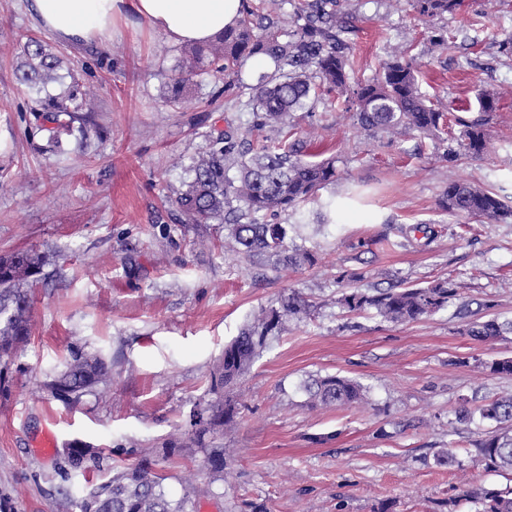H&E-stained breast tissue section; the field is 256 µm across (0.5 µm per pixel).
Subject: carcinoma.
<instances>
[{
	"mask_svg": "<svg viewBox=\"0 0 512 512\" xmlns=\"http://www.w3.org/2000/svg\"><path fill=\"white\" fill-rule=\"evenodd\" d=\"M285 0H259V5L244 4L241 18L224 29L206 46H191L183 51L178 68L168 77L171 94L167 101L183 98L193 78L207 75L224 80L225 88L248 95L254 114L253 130L269 129L259 145L235 131L208 135V149L190 167L192 178L176 198V205L187 224L224 225V244L250 260L276 257V267L296 268L314 262L311 252L288 238V225L278 217L297 212L300 204L316 199L322 189L336 183L332 158L313 162L301 158V143L292 139L297 112H309L332 97L343 99L353 110L356 124L368 134L379 131L392 135L417 132L433 140L442 139L447 127L448 109L431 102L419 88L417 65L406 54L386 61L365 81L354 80L356 60L350 54L349 29L339 10V0H299L296 12L284 30L271 18L273 7ZM461 0H413L419 14L434 18L460 7ZM25 61L18 68V81L28 91L41 95L35 111L42 113L48 141L53 150L63 153V137L83 142L89 134L86 113L94 111L88 93L71 71L62 75L63 58L52 46L30 36L23 45ZM265 57L271 70L261 73L256 82L246 83L242 71L248 60ZM70 82H65V78ZM61 90L48 94L49 84ZM501 97L494 89L478 94L479 108L493 112ZM457 148H448L444 158L452 161L460 152L480 154L486 146V123H462ZM442 208L453 216L482 218L490 223L512 220V206L484 188L464 180L448 182L442 195ZM46 256L36 252L0 258V396L10 391L9 366L15 350L31 333L30 297L21 288L37 281ZM458 299V289L448 281L426 288H389L376 293L353 290L337 299L342 308L356 313L368 310L393 323L417 321ZM310 305L293 290L281 296L241 329L224 345V354L210 377L209 391L216 400L190 414L189 442H169L157 450L168 460L197 449L204 452V468L210 480H224V449L210 448L206 437L234 422L235 405L224 400V390L234 386L271 341L288 330V322L299 320ZM463 332L474 340L487 341L512 334V320L497 317L472 319ZM491 375H512V358L494 359L481 364ZM110 367L97 351L82 347L68 350L46 373L45 385L66 405L107 383ZM310 407L351 405L363 401L367 388L346 377L326 375L307 379L301 385ZM459 424L477 423L485 437L477 443L471 462L493 472L512 474V394L502 396L474 410L456 412ZM68 464L64 475L83 473L98 467L105 449L76 440L62 449ZM168 479L156 468V461L144 457L137 463L110 473L76 503L78 512H198L201 498L212 496L211 488L193 482L184 486L175 499L168 495ZM464 500L476 505V512H512V488L484 484L463 491Z\"/></svg>",
	"mask_w": 512,
	"mask_h": 512,
	"instance_id": "cac0c4a2",
	"label": "carcinoma"
}]
</instances>
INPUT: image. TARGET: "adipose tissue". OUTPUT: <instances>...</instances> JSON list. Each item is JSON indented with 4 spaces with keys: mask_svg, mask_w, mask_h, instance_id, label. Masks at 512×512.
<instances>
[{
    "mask_svg": "<svg viewBox=\"0 0 512 512\" xmlns=\"http://www.w3.org/2000/svg\"><path fill=\"white\" fill-rule=\"evenodd\" d=\"M242 0H32L36 25L57 40H110L126 13L142 18L174 43L205 45L234 26Z\"/></svg>",
    "mask_w": 512,
    "mask_h": 512,
    "instance_id": "adipose-tissue-1",
    "label": "adipose tissue"
}]
</instances>
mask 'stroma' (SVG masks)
Masks as SVG:
<instances>
[{
	"label": "stroma",
	"mask_w": 512,
	"mask_h": 512,
	"mask_svg": "<svg viewBox=\"0 0 512 512\" xmlns=\"http://www.w3.org/2000/svg\"><path fill=\"white\" fill-rule=\"evenodd\" d=\"M356 79H369L393 49L420 63L423 92L455 120L480 118L476 92L502 89L478 155L445 161L433 140L368 135L340 107L298 113L297 137L309 161L335 158L337 180L324 199L353 198V211L321 217L302 205L288 223L313 265L276 271L224 248L220 224H187L174 203L193 158L213 131L242 128V99L209 77L178 105L164 104L166 76L182 59L140 17L127 14L112 41L61 45L94 94L92 128L81 150L51 151L31 96L18 91L27 37L42 36L29 0H0V257H47L30 286L31 334L13 359L0 397V512H68L110 468L137 462L146 448L186 436L189 416L210 401V374L224 346L260 307L295 290L310 305L255 361L231 399L237 416L217 434L227 472L220 497L200 512H475L462 500L471 483L512 485V475L436 464L455 448L474 452L484 432L451 430L463 404L512 393V376L483 362L512 357V335L476 341L463 332L460 302L512 319V221L455 217L439 200L449 181L494 190L512 204V0H463L428 20L411 0H347ZM440 35L447 49L434 47ZM450 279L459 302L395 324L375 311L340 308L350 289L425 287ZM100 351L111 379L67 406L42 387L73 347ZM339 375L368 390L366 402L313 409L300 383ZM52 435L56 449L39 442ZM113 449L102 468L65 482L59 449L73 440Z\"/></svg>",
	"instance_id": "stroma-1"
}]
</instances>
